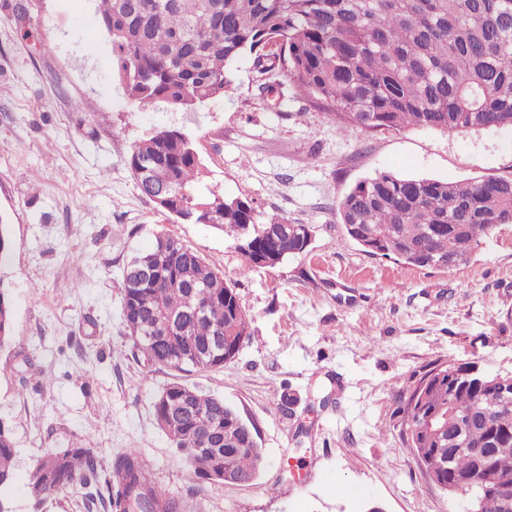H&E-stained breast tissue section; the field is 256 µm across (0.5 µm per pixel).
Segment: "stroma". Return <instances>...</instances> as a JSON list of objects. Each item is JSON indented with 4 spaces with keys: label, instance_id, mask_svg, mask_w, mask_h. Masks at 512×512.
Masks as SVG:
<instances>
[{
    "label": "stroma",
    "instance_id": "obj_1",
    "mask_svg": "<svg viewBox=\"0 0 512 512\" xmlns=\"http://www.w3.org/2000/svg\"><path fill=\"white\" fill-rule=\"evenodd\" d=\"M251 61L233 88L184 112L129 103L93 0H0V267L12 328L0 347V420L17 466L0 488L13 512H107L67 492L34 506L29 472L82 441L100 476L136 448L153 483L185 512H462L405 445L400 412L439 364L512 373V224L451 270L372 257L335 206L380 172L448 182L512 176V127L368 132L336 125L290 82L259 93ZM191 134L207 184L265 215L309 225L312 241L281 264L243 271L226 232L162 215L126 158L146 134ZM170 233L234 283L250 337L224 367L151 365L121 319L132 255ZM178 381L222 398L253 423L264 460L248 485L199 483L158 427L154 401ZM295 397L291 413L276 404ZM278 484L292 494L274 493Z\"/></svg>",
    "mask_w": 512,
    "mask_h": 512
}]
</instances>
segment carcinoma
Instances as JSON below:
<instances>
[{
	"instance_id": "carcinoma-1",
	"label": "carcinoma",
	"mask_w": 512,
	"mask_h": 512,
	"mask_svg": "<svg viewBox=\"0 0 512 512\" xmlns=\"http://www.w3.org/2000/svg\"><path fill=\"white\" fill-rule=\"evenodd\" d=\"M100 26L112 44L114 75L128 101L193 111L232 89L237 64L284 77L329 120L367 131L408 127L464 132L512 126V0H99ZM127 166L142 196L174 219L229 229L244 269L277 249L278 262L301 254L307 224L264 217L247 198H228L203 184L193 139L164 129L135 143ZM336 215L347 237L370 256L395 257L413 267L451 270L470 261L466 248L512 224V176L447 182L377 173L353 185ZM440 224L432 235L426 231ZM378 234L377 250L362 246L352 228ZM413 240L420 254L405 252ZM144 267L142 285L123 276L122 322L133 347H149L152 364L191 372L221 367L224 356L202 346L224 330L236 342L250 336L247 314L224 273L171 234H159L133 256L126 272ZM200 317H195V310ZM172 326H167L169 317ZM11 329L10 303L0 290V347ZM503 394L464 376L436 377L415 405L405 403L410 451L471 469L460 444L489 440L482 423L496 413L500 438L492 465L512 475V379ZM453 404L467 415L462 431L426 438L422 421ZM158 426L201 482L256 467L257 437L224 400L173 382L154 402ZM15 442L0 421V486L15 469ZM98 485L97 462L80 442L34 463L28 493L38 506L76 487ZM110 512H182L183 503L149 480V464L135 449L112 459L104 491Z\"/></svg>"
}]
</instances>
